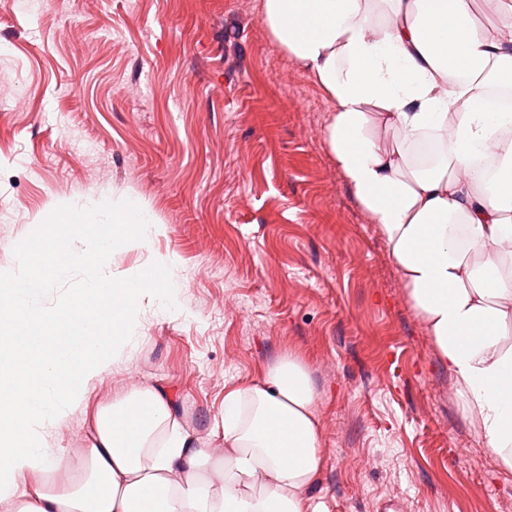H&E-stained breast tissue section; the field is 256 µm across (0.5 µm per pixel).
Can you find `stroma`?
<instances>
[{"label":"stroma","mask_w":512,"mask_h":512,"mask_svg":"<svg viewBox=\"0 0 512 512\" xmlns=\"http://www.w3.org/2000/svg\"><path fill=\"white\" fill-rule=\"evenodd\" d=\"M327 113L260 0H0V267L28 258L47 313L19 348L0 323V360L37 373L77 328L70 302L95 271L52 275L47 240L79 230L62 204L136 200L160 229L110 267L157 287L50 448L78 453L86 406L140 384L221 444L225 394L291 353L318 395L325 512H512V471L333 165Z\"/></svg>","instance_id":"1"}]
</instances>
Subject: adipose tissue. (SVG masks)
<instances>
[{"label": "adipose tissue", "mask_w": 512, "mask_h": 512, "mask_svg": "<svg viewBox=\"0 0 512 512\" xmlns=\"http://www.w3.org/2000/svg\"><path fill=\"white\" fill-rule=\"evenodd\" d=\"M262 0L274 43L322 90L324 138L355 201L377 224L439 361L487 451L512 470V0L484 15L474 0ZM435 158L417 163L423 135ZM499 161L476 175L480 159ZM80 244L52 246L55 278L102 269L72 306L68 353L45 356L38 377L0 378V506L6 512H321L310 491L324 465L316 393L292 354L224 396V445L180 419L157 385L94 406L78 458L47 455L36 429L82 400L85 381L134 334L151 281L108 275L112 254L159 226L137 202L101 199ZM44 282L28 260L0 269V321L25 342L40 328L31 299ZM160 450H153L155 438Z\"/></svg>", "instance_id": "1"}]
</instances>
